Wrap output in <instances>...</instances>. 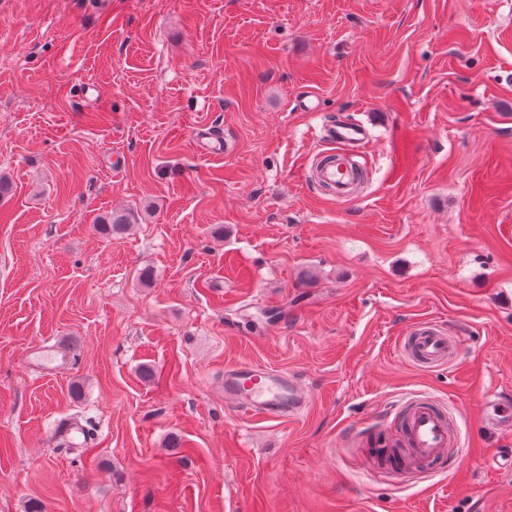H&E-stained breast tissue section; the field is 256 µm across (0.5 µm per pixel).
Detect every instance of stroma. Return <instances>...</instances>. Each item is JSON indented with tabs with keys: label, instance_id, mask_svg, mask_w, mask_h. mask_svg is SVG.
<instances>
[{
	"label": "stroma",
	"instance_id": "stroma-1",
	"mask_svg": "<svg viewBox=\"0 0 512 512\" xmlns=\"http://www.w3.org/2000/svg\"><path fill=\"white\" fill-rule=\"evenodd\" d=\"M340 120L369 129L351 202L305 177ZM1 176L0 512H512L485 420L512 402V0H0ZM115 209L133 228L98 231ZM427 319L455 364L397 354ZM58 337L76 360L42 375ZM240 362L308 410L235 415ZM412 394L458 459L398 483L367 450ZM193 142L196 149L202 154L220 156L224 153V141L222 138L203 126L196 127ZM55 438L71 446H82L86 441L83 428L71 420H62L58 423L55 430Z\"/></svg>",
	"mask_w": 512,
	"mask_h": 512
}]
</instances>
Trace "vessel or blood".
Wrapping results in <instances>:
<instances>
[{
	"mask_svg": "<svg viewBox=\"0 0 512 512\" xmlns=\"http://www.w3.org/2000/svg\"><path fill=\"white\" fill-rule=\"evenodd\" d=\"M324 136L335 149L317 162L315 180L339 200H350V174L341 159L365 143L366 132L357 123L342 122L327 125ZM194 144L206 155L224 153L222 138L201 126L194 131ZM398 346L405 358L425 367H440L459 356L457 337L435 319L410 326ZM29 359L45 373L55 374L72 363L73 353L63 341L41 342L31 348ZM223 387L225 402L237 411L269 419L296 416L309 400L307 390L294 375L252 363L225 368ZM393 421L402 446V464L380 467L379 476L404 482L416 474L429 476L448 469L456 455V435L450 415L439 402L428 396L411 397L397 406ZM55 437L72 446L86 441L83 428L70 420L58 423Z\"/></svg>",
	"mask_w": 512,
	"mask_h": 512,
	"instance_id": "obj_1",
	"label": "vessel or blood"
}]
</instances>
